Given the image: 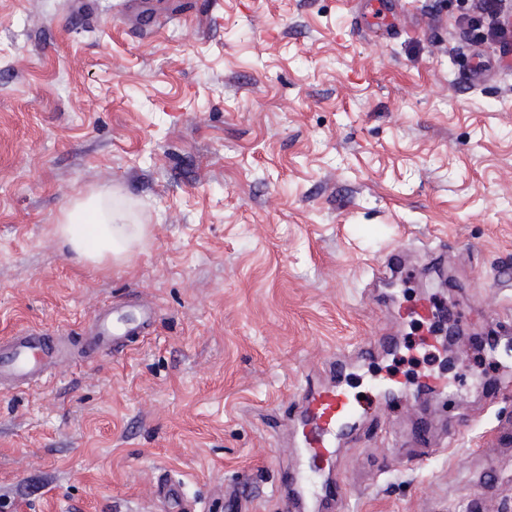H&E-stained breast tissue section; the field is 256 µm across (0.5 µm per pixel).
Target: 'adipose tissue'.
I'll return each mask as SVG.
<instances>
[{
    "label": "adipose tissue",
    "instance_id": "1",
    "mask_svg": "<svg viewBox=\"0 0 512 512\" xmlns=\"http://www.w3.org/2000/svg\"><path fill=\"white\" fill-rule=\"evenodd\" d=\"M57 232L79 256L120 262L144 236L145 227L120 223L111 205L91 196L65 208Z\"/></svg>",
    "mask_w": 512,
    "mask_h": 512
}]
</instances>
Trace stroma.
I'll return each mask as SVG.
<instances>
[{"label": "stroma", "instance_id": "obj_1", "mask_svg": "<svg viewBox=\"0 0 512 512\" xmlns=\"http://www.w3.org/2000/svg\"><path fill=\"white\" fill-rule=\"evenodd\" d=\"M353 2L0 0V336L44 329L68 364L0 391L4 512H166L168 473L203 512L242 482L283 512L299 440L272 422L386 334L341 379L372 405L337 445L342 512H512V354L478 342L512 321V53L458 0H389L372 35ZM98 191L149 227L126 261L57 232ZM423 297L465 330L437 361L401 316ZM109 305L154 312L119 357L87 343Z\"/></svg>", "mask_w": 512, "mask_h": 512}]
</instances>
